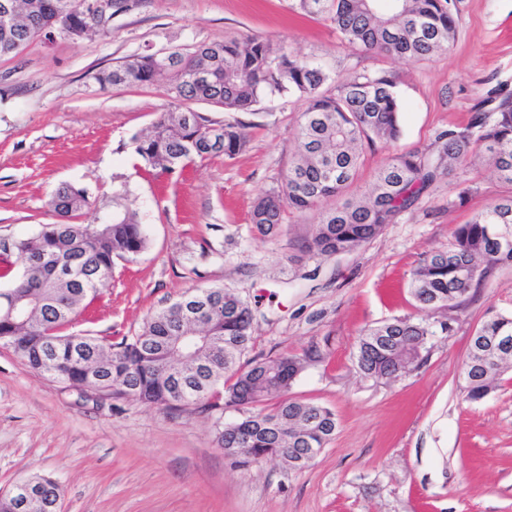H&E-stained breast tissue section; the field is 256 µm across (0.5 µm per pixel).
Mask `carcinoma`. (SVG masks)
I'll use <instances>...</instances> for the list:
<instances>
[{
    "instance_id": "obj_1",
    "label": "carcinoma",
    "mask_w": 512,
    "mask_h": 512,
    "mask_svg": "<svg viewBox=\"0 0 512 512\" xmlns=\"http://www.w3.org/2000/svg\"><path fill=\"white\" fill-rule=\"evenodd\" d=\"M18 18L0 23V57L15 56L42 30L59 21L75 26V42L112 35L110 18L86 8L88 0H18ZM306 15L330 22L341 37L379 54L412 60L447 50L457 22L450 0H399L382 8L376 0H298ZM100 89L165 84L168 108L148 130L131 137L133 152L152 173L172 175L196 158L233 159L247 147L245 125L216 120L187 103L205 101L227 112H252L264 99L302 98L296 158L280 186L257 199L251 222L259 234L276 235L286 210L320 211V220L302 243L309 254L346 253L377 235L410 208L432 181L452 171L470 155L483 158L501 180L512 183V98L504 96L477 111L463 129L438 136L434 153L394 156L377 173L371 190L359 201L344 199L366 149L376 141L392 142L401 133L403 104L393 78L385 73L333 76L317 62L300 59L268 40L256 38L201 43L146 52L97 72ZM336 83V93L322 87ZM56 217L29 238L0 246V346L38 374L81 387L85 367L100 366L109 399L131 396L148 406L186 410L196 406L224 415L244 413L218 431V447L235 465L248 470L278 459L289 471L309 465L303 448H323L337 429L332 409L284 397L313 359L286 356L244 360L253 342L248 303L230 291L201 288L153 312L132 336L119 339L88 335L80 345L65 332L112 281L115 260L143 252L147 238L133 211L115 212L101 224H75L89 205L85 188L63 184L47 202ZM512 226V198L488 205L459 225L449 246L422 257L413 272L410 295L420 309L460 305L470 290L499 264L512 263V242L497 233ZM43 300L28 322L5 314L6 298ZM424 344L436 335L434 325L395 318L364 330L355 364L372 379H391L415 368L412 352L396 353L376 340L380 332ZM483 335L512 343V316L492 314ZM485 370L466 362L465 397L484 400L504 369Z\"/></svg>"
}]
</instances>
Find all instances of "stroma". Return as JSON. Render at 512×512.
I'll return each instance as SVG.
<instances>
[{
	"instance_id": "obj_1",
	"label": "stroma",
	"mask_w": 512,
	"mask_h": 512,
	"mask_svg": "<svg viewBox=\"0 0 512 512\" xmlns=\"http://www.w3.org/2000/svg\"><path fill=\"white\" fill-rule=\"evenodd\" d=\"M447 51L398 62L342 40L296 0H146L105 39L34 41L0 57V238L54 222L62 183L87 188L81 216L130 209L148 239L117 262L93 321L72 330L129 336L184 293L221 286L253 312L249 357L321 356L288 395L333 410L338 429L307 469L270 460L242 471L217 446L215 416L134 401L104 403L54 383L0 347V495L39 473L63 488L61 512H512V369L481 402L466 401L469 336L490 313L512 314V265L495 267L458 307L419 310L409 295L420 258L512 184L470 161L437 178L395 223L351 252L320 257L299 245L319 220L286 212L276 236L253 231V201L281 184L297 150L298 99L244 113L249 144L235 159L199 161L182 176H149L130 139L168 99L162 86L99 89L101 69L147 52L254 37L318 61L332 74L386 72L405 110L394 143L366 151L351 194L390 157L435 149L465 127L491 91L512 95V0H454ZM448 322L418 367L391 381L354 366L363 328L395 318Z\"/></svg>"
}]
</instances>
